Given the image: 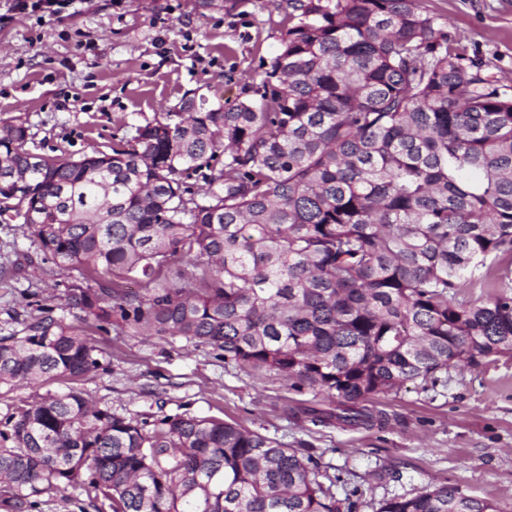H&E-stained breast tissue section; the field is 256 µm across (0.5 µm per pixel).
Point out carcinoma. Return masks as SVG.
I'll list each match as a JSON object with an SVG mask.
<instances>
[{"label":"carcinoma","mask_w":512,"mask_h":512,"mask_svg":"<svg viewBox=\"0 0 512 512\" xmlns=\"http://www.w3.org/2000/svg\"><path fill=\"white\" fill-rule=\"evenodd\" d=\"M422 0H288L280 48L232 105L183 99L108 153L31 162L0 132V217L59 267L200 285L68 290L0 337V385L100 367L82 325L178 336L335 401L340 425L408 383L512 353V96ZM223 161L222 168L215 164ZM202 174L199 195L184 178ZM476 288L487 296L472 298ZM297 448L190 413L128 418L71 388L0 421V512L83 488L112 512H353ZM377 512H502L459 486ZM182 271L184 273V278L181 279V282L189 281V283H193V285H198V281L195 279V275L198 276L201 271L200 268L194 267V265L184 259L182 261H175L169 264L167 267H164L159 274V279L156 283L150 284L146 286L145 284L139 282L137 284H131L130 287L135 290H140L144 293V288H156L159 284H165L171 280H179L177 277V272Z\"/></svg>","instance_id":"obj_1"}]
</instances>
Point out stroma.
<instances>
[{"label":"stroma","mask_w":512,"mask_h":512,"mask_svg":"<svg viewBox=\"0 0 512 512\" xmlns=\"http://www.w3.org/2000/svg\"><path fill=\"white\" fill-rule=\"evenodd\" d=\"M73 0L44 19L0 13V126L24 124L27 149L74 157L131 138L136 125L172 112L184 96L241 95L242 70L276 55L284 0ZM447 23L453 46L481 57L512 94V0H424ZM97 288L43 260L26 227L0 222V336L21 334L37 304L72 320L65 292ZM101 366L77 381L0 387V419L17 407L75 387L98 407L138 419L190 412L223 418L311 453L334 467L337 498L356 512L383 500L458 485L512 512V356L450 370L435 386L407 384L368 399L382 426L316 425L298 408L325 409L323 395L279 377L224 364L179 338L135 336L120 327L90 329ZM35 512H111L82 489L52 490Z\"/></svg>","instance_id":"stroma-1"}]
</instances>
